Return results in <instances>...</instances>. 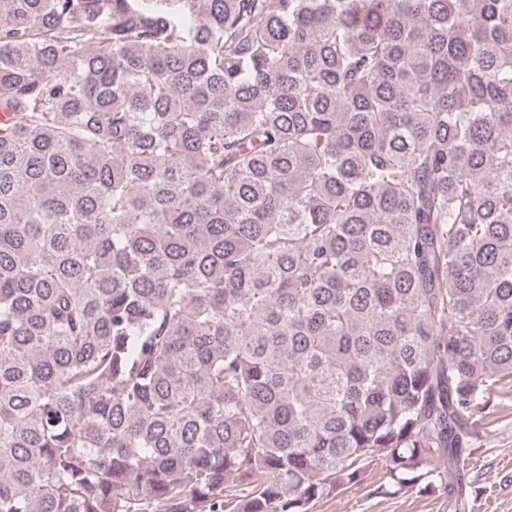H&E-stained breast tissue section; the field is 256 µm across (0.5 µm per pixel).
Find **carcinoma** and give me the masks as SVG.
Here are the masks:
<instances>
[{
    "label": "carcinoma",
    "mask_w": 512,
    "mask_h": 512,
    "mask_svg": "<svg viewBox=\"0 0 512 512\" xmlns=\"http://www.w3.org/2000/svg\"><path fill=\"white\" fill-rule=\"evenodd\" d=\"M0 512L448 482L512 379V0H0Z\"/></svg>",
    "instance_id": "obj_1"
}]
</instances>
